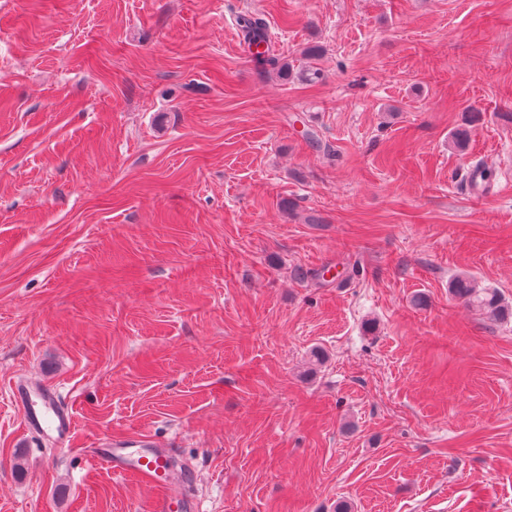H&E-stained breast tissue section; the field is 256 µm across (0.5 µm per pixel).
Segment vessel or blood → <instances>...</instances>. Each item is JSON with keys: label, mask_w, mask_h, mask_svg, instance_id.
Returning a JSON list of instances; mask_svg holds the SVG:
<instances>
[{"label": "vessel or blood", "mask_w": 512, "mask_h": 512, "mask_svg": "<svg viewBox=\"0 0 512 512\" xmlns=\"http://www.w3.org/2000/svg\"><path fill=\"white\" fill-rule=\"evenodd\" d=\"M26 429L35 437H54L71 444L74 413L60 404L55 391L44 384L21 382L13 390ZM98 463L113 473L129 476L156 489L150 512H195L191 497L178 490L170 456L152 436L138 433L102 435L96 440Z\"/></svg>", "instance_id": "1"}]
</instances>
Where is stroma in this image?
<instances>
[{"instance_id": "stroma-1", "label": "stroma", "mask_w": 512, "mask_h": 512, "mask_svg": "<svg viewBox=\"0 0 512 512\" xmlns=\"http://www.w3.org/2000/svg\"><path fill=\"white\" fill-rule=\"evenodd\" d=\"M458 276L512 302V0H0V512H146L119 431L200 512H512V318ZM238 25L248 52L261 72L266 73L271 69L285 72L287 75L288 63L281 62L272 48L265 14L260 12L243 15L239 17ZM449 288L453 297L483 311L492 320H502L512 315V305L503 302L495 288H477L467 277H457ZM13 398L31 434L37 438L54 436L60 446L71 445L74 413L60 404L53 389L42 383L21 382L15 386ZM99 451L95 461L113 473L129 476L156 489L149 511L194 512L195 502L185 490L177 491V485L187 486L188 477L175 478L166 448L152 436L138 433L101 435L96 439Z\"/></svg>"}]
</instances>
